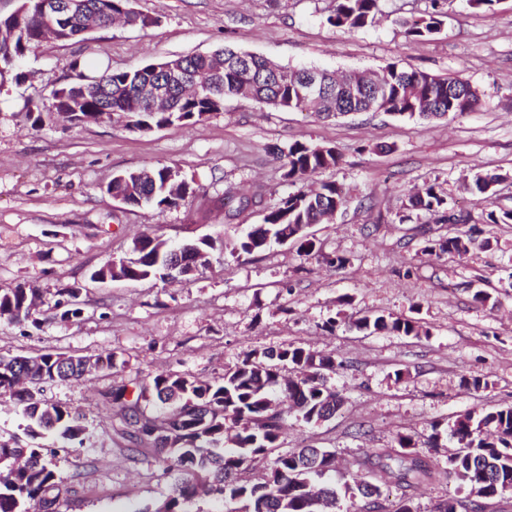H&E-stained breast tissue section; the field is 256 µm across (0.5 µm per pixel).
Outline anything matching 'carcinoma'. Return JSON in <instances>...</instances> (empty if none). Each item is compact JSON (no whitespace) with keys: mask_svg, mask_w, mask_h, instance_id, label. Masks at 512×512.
Instances as JSON below:
<instances>
[{"mask_svg":"<svg viewBox=\"0 0 512 512\" xmlns=\"http://www.w3.org/2000/svg\"><path fill=\"white\" fill-rule=\"evenodd\" d=\"M440 0H430L425 14L407 23L406 33L423 39L441 28ZM85 9L98 15L105 25L117 18H129L130 0H85ZM377 0H336L334 13L327 22L336 27L361 29L375 20ZM46 37L44 24L35 8L20 6L7 17H0V88L19 85L25 80L21 61L37 51ZM85 38V28L77 20L60 29L61 42ZM175 65L191 76L190 90L171 93L175 109L154 112L141 99V88L163 79V69ZM72 81L52 90L47 104L29 102L27 112L38 113L37 120L66 118L71 100H82L83 122H96L106 115L125 114L139 130L163 128L175 123L193 124L211 112L224 108V99L241 91L266 106L279 109L308 110L304 77L306 69L278 67L279 81L267 78V62L262 57L229 46L206 55L179 57L157 64L123 71L89 74L75 60L71 64ZM322 77L330 87L327 98L316 112L334 116L336 112H389L418 119L443 118L448 114L472 112L480 101L476 88L456 77H441L424 71L405 70L388 65L380 81L384 84L386 106H380L357 91L336 87V75L326 71ZM281 179L297 187L282 197L263 217L262 223L239 241L238 249L248 255L262 252L278 243L292 226L314 224L324 206L343 207L346 192L336 182H324L315 190L302 183L311 175L335 167L340 154L332 146L294 142L280 150ZM170 168L157 166L136 170L114 178L107 189L134 206L143 204L160 209L181 205L193 193L174 197L165 186ZM504 179L499 174H476L471 190L479 194L493 191ZM412 210L424 211L439 224L448 225V234L427 240L422 252L438 259L449 255L462 257L475 243L473 228L466 227L469 217L448 214V201L434 183H426L409 197ZM172 242L146 232L137 238L131 256L119 261L117 276L139 282L165 273ZM36 290L24 284L0 288V318L10 324L27 321L33 315ZM360 333L392 336H420L419 321L392 313H376L355 319L330 318L326 326H340ZM114 355L94 360L67 353H47L18 362L17 357H0V392L21 410L25 432L33 438L51 439V446L65 448L83 432L78 414L42 397L44 383L78 379L93 369H112ZM341 366L336 355L307 349L291 342L276 350H255L218 379H201L173 373H161L150 381L122 385L112 390L108 402L118 417L123 437L147 442L160 456L164 470L175 475L171 493L155 509L141 512H191L190 505L202 492L224 502L227 512H336L338 492L330 479L336 472L335 452L327 448L305 446L281 450L282 420L295 414L307 424L336 414L343 399L328 384V375ZM151 397L168 404L153 415L141 401ZM175 435V446L165 447L162 433ZM457 451L448 457V470L439 471L429 461L412 452L414 438L400 434L399 451H382L380 462L366 458L361 466L370 479L354 485L344 484L351 498L367 500L365 510L378 505L371 495L394 483L404 490L395 512H416L409 488L453 477L459 489L468 490L474 509L480 499H493L512 492V407L470 411L458 416L446 429ZM50 449L43 445L29 448L0 442V512H51L57 497L55 472L45 463ZM272 458L270 466L256 480L242 474L257 458Z\"/></svg>","mask_w":512,"mask_h":512,"instance_id":"obj_1","label":"carcinoma"}]
</instances>
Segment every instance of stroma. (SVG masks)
I'll return each mask as SVG.
<instances>
[{"label": "stroma", "mask_w": 512, "mask_h": 512, "mask_svg": "<svg viewBox=\"0 0 512 512\" xmlns=\"http://www.w3.org/2000/svg\"><path fill=\"white\" fill-rule=\"evenodd\" d=\"M155 17L148 28L115 24L78 42H43L23 64L22 85L0 89V288L27 284L40 295L36 323L0 322V355L63 352L115 354L112 369L43 386L46 400L79 414L80 442L57 449L51 466L57 512H139L169 494L173 479L153 450L134 454L105 404L112 388L159 373L212 378L255 349L295 342L343 360L331 378L344 399L331 419L306 424L288 416L284 448L314 446L336 454V477L365 478L363 458L412 435L422 458L447 468L449 442L431 447L433 423L482 408L512 406V224L484 225L494 246L462 258L422 254L426 238L447 225L408 207L424 183L437 184L448 210L479 221L512 209V0L493 9L441 0L439 33L406 34L427 0H379L373 25L328 24L336 0H132ZM231 45L275 63L333 71L408 70L453 75L481 94L477 108L440 121L385 112L339 118L274 109L228 97L224 109L192 125L142 132L125 120L34 126L26 100H46L71 80L74 59L126 70ZM300 141L335 147L338 166L311 184L343 185L347 203L333 222L315 224L321 257L274 245L239 256L231 249L261 223L289 188L276 151ZM166 165L194 189L177 208L129 206L106 191L113 176ZM504 175L493 194L463 190L475 172ZM252 203L224 216V194ZM154 230L175 242L210 238L224 255L189 282L99 283L90 273L126 253ZM348 257L341 269L328 255ZM78 285V316L62 318L60 289ZM490 293L487 304L474 291ZM351 306L341 307L342 295ZM428 329L419 337L364 335L325 322L338 312L411 315ZM486 389L469 387L472 379Z\"/></svg>", "instance_id": "1"}]
</instances>
